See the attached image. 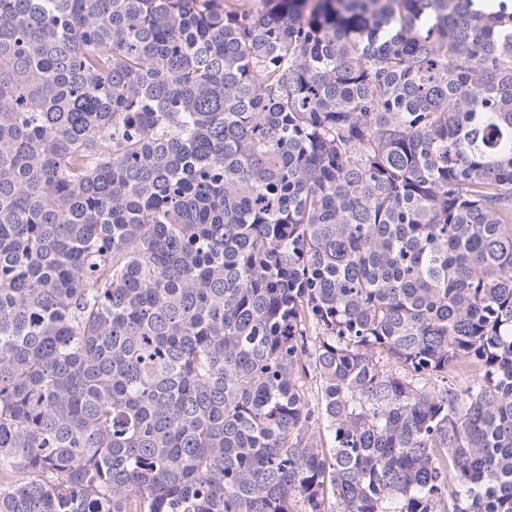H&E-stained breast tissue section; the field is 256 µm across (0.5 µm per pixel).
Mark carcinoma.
<instances>
[{
	"mask_svg": "<svg viewBox=\"0 0 512 512\" xmlns=\"http://www.w3.org/2000/svg\"><path fill=\"white\" fill-rule=\"evenodd\" d=\"M261 4L0 0V512H512V0Z\"/></svg>",
	"mask_w": 512,
	"mask_h": 512,
	"instance_id": "1",
	"label": "carcinoma"
}]
</instances>
